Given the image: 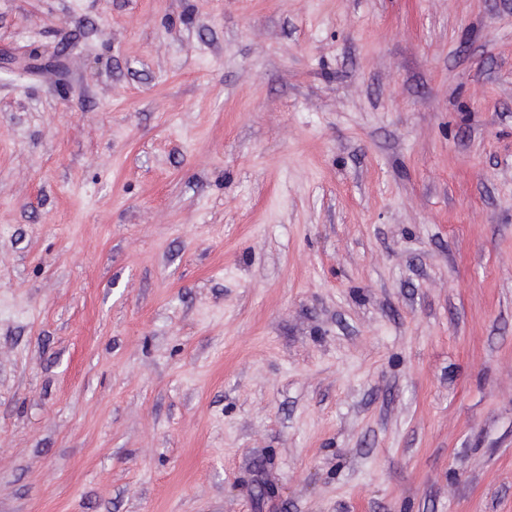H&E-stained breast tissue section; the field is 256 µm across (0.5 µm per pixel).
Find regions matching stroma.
<instances>
[{"label":"stroma","instance_id":"obj_1","mask_svg":"<svg viewBox=\"0 0 512 512\" xmlns=\"http://www.w3.org/2000/svg\"><path fill=\"white\" fill-rule=\"evenodd\" d=\"M0 512H512V0H0Z\"/></svg>","mask_w":512,"mask_h":512}]
</instances>
